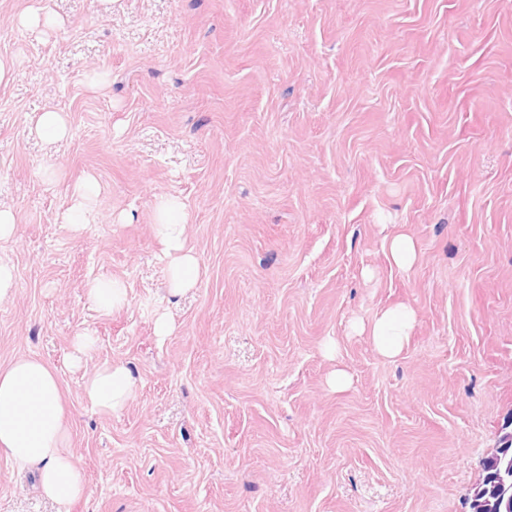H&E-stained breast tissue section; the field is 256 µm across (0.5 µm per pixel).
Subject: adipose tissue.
I'll list each match as a JSON object with an SVG mask.
<instances>
[{"label": "adipose tissue", "mask_w": 512, "mask_h": 512, "mask_svg": "<svg viewBox=\"0 0 512 512\" xmlns=\"http://www.w3.org/2000/svg\"><path fill=\"white\" fill-rule=\"evenodd\" d=\"M183 203L160 197L156 203L155 231L164 245L169 286L178 294L191 288L199 273L195 256L184 240ZM415 321L406 306L378 313L368 325L378 350L385 356L399 354ZM134 379L121 366L104 364L84 383L87 402L98 410L121 409L133 393ZM70 431L57 371L36 357H19L0 367V454L16 467L38 470L43 496L60 505L86 493L81 470L68 451Z\"/></svg>", "instance_id": "obj_1"}]
</instances>
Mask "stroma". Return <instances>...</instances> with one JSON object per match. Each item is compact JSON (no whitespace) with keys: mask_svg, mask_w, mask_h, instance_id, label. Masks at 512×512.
Wrapping results in <instances>:
<instances>
[{"mask_svg":"<svg viewBox=\"0 0 512 512\" xmlns=\"http://www.w3.org/2000/svg\"><path fill=\"white\" fill-rule=\"evenodd\" d=\"M0 57V367L56 369L87 484L59 505L0 455V512H470L512 432V0H0ZM163 195L199 266L178 295ZM398 304L388 359L356 326ZM105 363L136 381L112 413L84 397ZM35 133L47 140L58 141L66 137L68 127L62 113L47 111L39 114L34 126ZM95 191V181L92 178L86 179L83 183L75 186L72 191V205L63 214L64 224H91L95 220L92 207V196ZM392 262L400 269H409L415 261L416 249L412 238L401 234L394 237L389 246ZM90 299L99 311L108 313L126 303L127 290L119 280L104 278L92 285Z\"/></svg>","mask_w":512,"mask_h":512,"instance_id":"35a3bbf8","label":"stroma"}]
</instances>
